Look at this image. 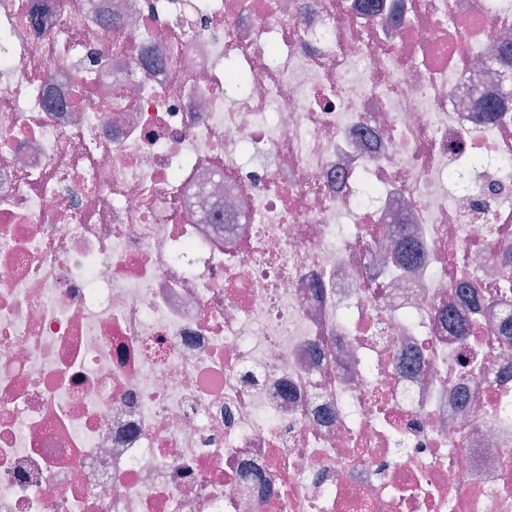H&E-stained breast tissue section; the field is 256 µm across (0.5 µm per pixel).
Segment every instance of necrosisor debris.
Wrapping results in <instances>:
<instances>
[{
  "label": "necrosis or debris",
  "instance_id": "obj_1",
  "mask_svg": "<svg viewBox=\"0 0 512 512\" xmlns=\"http://www.w3.org/2000/svg\"><path fill=\"white\" fill-rule=\"evenodd\" d=\"M362 6L0 0V512H512V0Z\"/></svg>",
  "mask_w": 512,
  "mask_h": 512
}]
</instances>
